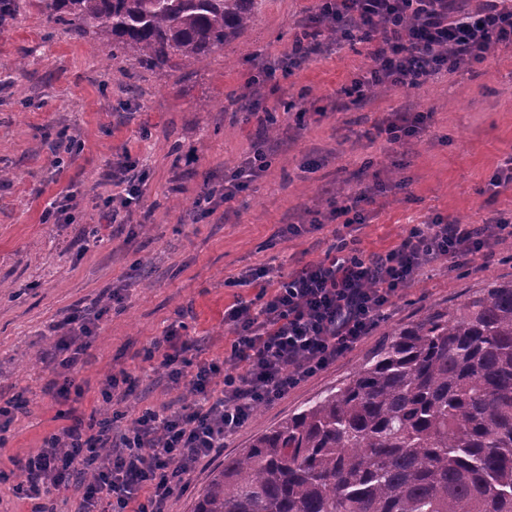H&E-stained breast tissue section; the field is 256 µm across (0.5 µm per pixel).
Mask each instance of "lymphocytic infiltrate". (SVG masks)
<instances>
[{
    "instance_id": "1",
    "label": "lymphocytic infiltrate",
    "mask_w": 512,
    "mask_h": 512,
    "mask_svg": "<svg viewBox=\"0 0 512 512\" xmlns=\"http://www.w3.org/2000/svg\"><path fill=\"white\" fill-rule=\"evenodd\" d=\"M316 13L346 22V41H363L372 28V66L346 89L355 100L377 86L417 89L429 79L486 61L491 45L512 46V0H317ZM427 113L394 112L377 127L388 142L404 143L426 128ZM512 241V217L490 224H460L437 217L414 225L400 244L363 255L340 238L323 260L289 275L271 267L247 272L241 281L259 284L251 301L236 300L224 311L233 336L222 363L198 365L185 378L184 355L194 340L169 329L153 341L147 357L162 353L172 384H187L192 398L174 411H139L120 435L111 422L88 432L82 419L45 439L19 460L25 479L15 487L32 512H56L53 494L77 493L75 512H164L167 499L200 460L223 447L256 408L284 398L305 379L336 363L369 336L398 296L431 261L467 265L479 254L495 255ZM274 278L273 289L262 286ZM73 328L56 331L54 348L64 373L57 394L75 386L97 328L89 313L76 312ZM224 386L214 391L215 377Z\"/></svg>"
}]
</instances>
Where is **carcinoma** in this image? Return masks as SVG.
Wrapping results in <instances>:
<instances>
[{
    "mask_svg": "<svg viewBox=\"0 0 512 512\" xmlns=\"http://www.w3.org/2000/svg\"><path fill=\"white\" fill-rule=\"evenodd\" d=\"M105 67L202 65L253 0H38ZM193 512H512V280L395 329L347 380L260 433Z\"/></svg>",
    "mask_w": 512,
    "mask_h": 512,
    "instance_id": "obj_1",
    "label": "carcinoma"
}]
</instances>
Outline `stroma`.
<instances>
[{
	"mask_svg": "<svg viewBox=\"0 0 512 512\" xmlns=\"http://www.w3.org/2000/svg\"><path fill=\"white\" fill-rule=\"evenodd\" d=\"M315 0H256L254 20L195 70H136L132 99L118 71L102 75L101 51L70 32L51 29L35 0H12L0 13V402L21 396L26 412L0 446V512H29L13 486L14 462L41 448L74 418L103 411L134 416L146 406L180 401L151 343L183 321L197 339L196 361H223L232 336L224 310L255 299L241 286L246 271L270 265L288 273L324 258L341 219L312 226L330 196L373 189L365 221L352 232L364 254L396 247L415 224L434 216L480 224L512 215V187H494L499 164L512 155V48L493 49L480 65L431 80L418 90L387 87L354 103L343 93L372 64L369 44L320 52L293 72H277L263 91L274 107L276 133L266 136L270 165L235 201L204 216L195 202L206 185L230 179L257 138L247 85L262 64L289 54ZM24 70H13L14 60ZM394 111L430 119L405 145L372 138ZM143 171L142 201L106 223L117 189L107 178L114 160ZM70 195L69 219L44 222L56 198ZM97 225L98 239L87 236ZM305 225L284 238L282 227ZM512 280V259L475 256L466 267L438 260L394 297L374 332L335 364L302 382L199 462L165 512H193L195 499L227 454L349 378L386 339L429 311L454 310L491 281ZM100 311L97 335L77 375L79 392L50 391L61 368L53 359L51 325L74 309ZM127 372L137 383L121 404L106 403L104 380Z\"/></svg>",
	"mask_w": 512,
	"mask_h": 512,
	"instance_id": "stroma-1",
	"label": "stroma"
}]
</instances>
